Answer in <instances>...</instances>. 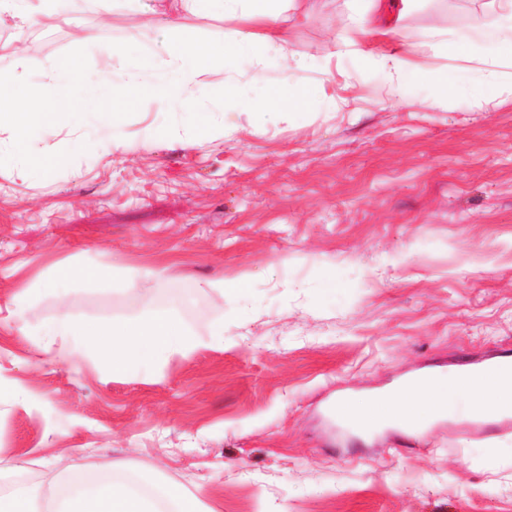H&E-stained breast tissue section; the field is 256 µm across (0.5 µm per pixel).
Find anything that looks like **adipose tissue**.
I'll use <instances>...</instances> for the list:
<instances>
[{
    "instance_id": "adipose-tissue-1",
    "label": "adipose tissue",
    "mask_w": 512,
    "mask_h": 512,
    "mask_svg": "<svg viewBox=\"0 0 512 512\" xmlns=\"http://www.w3.org/2000/svg\"><path fill=\"white\" fill-rule=\"evenodd\" d=\"M185 10L205 15L215 9L248 22L245 30L225 33L223 43L211 42L205 34L195 41L181 39L179 19H167L163 43L148 39L113 45L111 56L118 66L112 71L110 90L101 96L95 111L81 112L90 76L82 53L71 52L50 63L38 81H23L29 68L26 56H16L11 69L0 70V128L10 133L9 153L26 176L48 174L60 159L53 153H33L28 146L40 133L47 111H55L62 124L82 127L122 126L116 106L148 94L159 100L162 109L145 127L146 141L202 139L215 135L219 124L214 116L234 102L264 124L278 112H323L337 102L324 94L299 85L284 83L279 88L255 95L250 83L236 82L242 63L256 70L271 65L287 66L286 56H271L270 50L282 40L283 12L288 0H182ZM354 25L333 40L336 54L350 57L357 70H376L387 76L397 96L411 87L429 88L437 99L464 92L477 108L490 112L512 99V81L500 66L512 64V0H489L490 18L473 16V37L449 38L431 34V46L442 57L471 56L482 63L475 78H464L449 68L433 74L420 64L408 61L400 52L379 44L389 35L377 28L372 18L376 0H348ZM164 66H157V59ZM221 64L234 82L229 91L209 89L200 81L213 64ZM130 281L112 267H82L62 261L18 288L14 300L25 303L49 294L56 298L59 315L42 329L41 350L54 362L78 357L97 371L112 376L134 375L146 381L158 378L163 367L174 359L189 357L199 348L224 340L220 320H212L207 331L186 319L181 309L184 298L214 293L242 304L251 294V279L241 275L199 283L181 277L159 275L157 294L150 307L133 320L85 323L69 311V292L83 288L99 294L125 291ZM388 414L426 413L431 418L446 415L467 419L512 411V376H493L483 381L449 378L432 389L409 388L392 402L385 393L360 401L358 410L371 407ZM54 474L43 496H36L20 482L17 466L0 464V512H215L203 486L188 487L157 469L115 461L109 467L78 465L68 456L53 461Z\"/></svg>"
}]
</instances>
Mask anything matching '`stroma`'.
Listing matches in <instances>:
<instances>
[{
  "instance_id": "obj_1",
  "label": "stroma",
  "mask_w": 512,
  "mask_h": 512,
  "mask_svg": "<svg viewBox=\"0 0 512 512\" xmlns=\"http://www.w3.org/2000/svg\"><path fill=\"white\" fill-rule=\"evenodd\" d=\"M488 0H421L388 45L439 71L432 31L465 35ZM103 0L20 31L0 14V69L16 54L32 76L70 51L91 69L92 108L114 65L108 42L163 37L165 12ZM352 25L348 0H294L283 50L300 66L269 67L259 88L293 81L348 100L264 126L228 105L224 134L147 142L161 105H124L122 145L104 128L47 122L40 148L65 157L22 178L0 159V457L32 487L55 455L106 466L124 458L204 485L218 512H512V424L472 431L439 421L410 438L363 437L330 420L346 396L468 359L512 355V100L491 112L468 97L407 106L390 83L332 53ZM93 141L76 150L75 141ZM155 269L198 281L249 273L245 311L216 294L189 300L198 326L224 319L223 345L172 361L153 381L50 362L39 328L52 297L23 306L17 288L61 260ZM343 289L328 302L329 280ZM155 293L139 277L112 295L77 290L83 321L132 316Z\"/></svg>"
}]
</instances>
